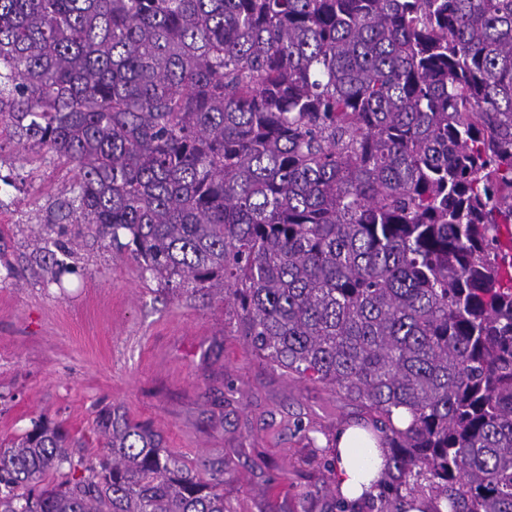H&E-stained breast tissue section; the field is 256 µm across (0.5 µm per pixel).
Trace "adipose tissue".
Masks as SVG:
<instances>
[{
    "mask_svg": "<svg viewBox=\"0 0 512 512\" xmlns=\"http://www.w3.org/2000/svg\"><path fill=\"white\" fill-rule=\"evenodd\" d=\"M335 445L337 487L347 500L359 499L382 479L386 458L372 435L357 426L340 430Z\"/></svg>",
    "mask_w": 512,
    "mask_h": 512,
    "instance_id": "obj_1",
    "label": "adipose tissue"
}]
</instances>
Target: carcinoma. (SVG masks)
Instances as JSON below:
<instances>
[{
    "mask_svg": "<svg viewBox=\"0 0 512 512\" xmlns=\"http://www.w3.org/2000/svg\"><path fill=\"white\" fill-rule=\"evenodd\" d=\"M0 123L72 173L57 221L364 410L388 471L330 512H512V0H0ZM96 425L0 448V512H224V461Z\"/></svg>",
    "mask_w": 512,
    "mask_h": 512,
    "instance_id": "1",
    "label": "carcinoma"
}]
</instances>
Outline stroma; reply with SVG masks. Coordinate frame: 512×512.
<instances>
[{
    "label": "stroma",
    "mask_w": 512,
    "mask_h": 512,
    "mask_svg": "<svg viewBox=\"0 0 512 512\" xmlns=\"http://www.w3.org/2000/svg\"><path fill=\"white\" fill-rule=\"evenodd\" d=\"M68 188L49 154L25 163L0 145V442L46 418L70 430L74 455L100 454L96 414L114 406L191 467L223 458L228 512H329L323 461L359 406L268 366L230 307L168 294L85 225H69L76 246L53 282L33 243L53 236L49 206Z\"/></svg>",
    "instance_id": "1"
}]
</instances>
